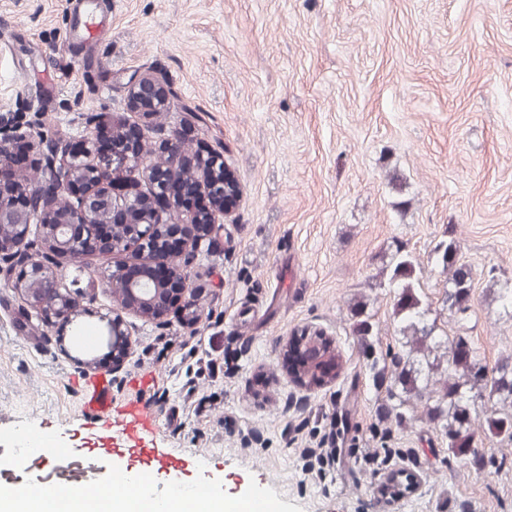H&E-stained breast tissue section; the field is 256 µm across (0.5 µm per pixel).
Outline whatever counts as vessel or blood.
<instances>
[{"label":"vessel or blood","mask_w":512,"mask_h":512,"mask_svg":"<svg viewBox=\"0 0 512 512\" xmlns=\"http://www.w3.org/2000/svg\"><path fill=\"white\" fill-rule=\"evenodd\" d=\"M113 412L108 382L86 395L80 413L89 429L81 447H67L56 439L38 438L36 453L24 445L0 444V462L14 474L13 486L32 497L54 489L58 508L65 512L70 496L104 500L110 494L128 499L134 512H169L179 504L181 512H193L195 497L184 495L180 482L184 461L155 448L147 437L155 433L150 406L138 402L114 412L110 430L102 432L95 421ZM224 512H268L264 496L226 499Z\"/></svg>","instance_id":"b4317fda"}]
</instances>
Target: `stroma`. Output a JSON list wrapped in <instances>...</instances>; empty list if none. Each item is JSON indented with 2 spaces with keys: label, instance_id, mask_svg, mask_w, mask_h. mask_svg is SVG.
I'll list each match as a JSON object with an SVG mask.
<instances>
[{
  "label": "stroma",
  "instance_id": "1",
  "mask_svg": "<svg viewBox=\"0 0 512 512\" xmlns=\"http://www.w3.org/2000/svg\"><path fill=\"white\" fill-rule=\"evenodd\" d=\"M76 3L0 0V113L78 137L93 114L137 121L129 78L161 73L177 97L152 147L182 128L241 187L191 270L193 334L131 318L113 401L155 406L154 445L184 457L186 481L221 473L226 497L264 494L274 512H512V445L485 448L480 469L425 421H380L348 312L370 296L374 343L393 344L373 278L401 249L446 322L432 253L451 238L474 288L449 333L485 367L512 354V320L486 293L512 279V0H96L111 25L74 55ZM100 327H69L61 355L0 288V414L81 444L82 397L107 371L76 357ZM303 327L342 350L334 386L290 383L284 345ZM320 446L339 448L331 465L305 456ZM401 467L419 486L384 494Z\"/></svg>",
  "mask_w": 512,
  "mask_h": 512
}]
</instances>
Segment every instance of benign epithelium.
Here are the masks:
<instances>
[{"mask_svg":"<svg viewBox=\"0 0 512 512\" xmlns=\"http://www.w3.org/2000/svg\"><path fill=\"white\" fill-rule=\"evenodd\" d=\"M174 91L163 78L150 74L132 77L126 108L150 119L173 105ZM89 131L75 140L43 131L27 132L7 114L0 115V167L15 171L14 179L0 184V286L18 294L24 305L50 320L56 342L66 328L86 315L91 298L85 292L59 287L52 267L30 238L31 226L39 225L44 247L58 255H110L122 248L118 228L133 227L131 244L142 251L155 249L154 229L160 241L184 225H195L193 235L170 251L178 263L166 267V276L142 266L117 264L104 271L117 306L99 314L106 336L102 355L80 361L97 368L102 360L121 359L132 345L124 314L160 320L175 311L170 296L190 291V265L199 253L201 235L211 231L217 217L228 215L239 201L238 185L224 159L203 147L185 146V136L174 131L165 142V155L148 160L141 127L118 116L112 121L89 120ZM108 150L100 149L105 138ZM187 180L201 198L200 210H187L178 201L175 185ZM334 342L325 338L294 339L286 349L293 358L290 374L302 386L326 388L341 371L334 356Z\"/></svg>","mask_w":512,"mask_h":512,"instance_id":"7a95c632","label":"benign epithelium"}]
</instances>
